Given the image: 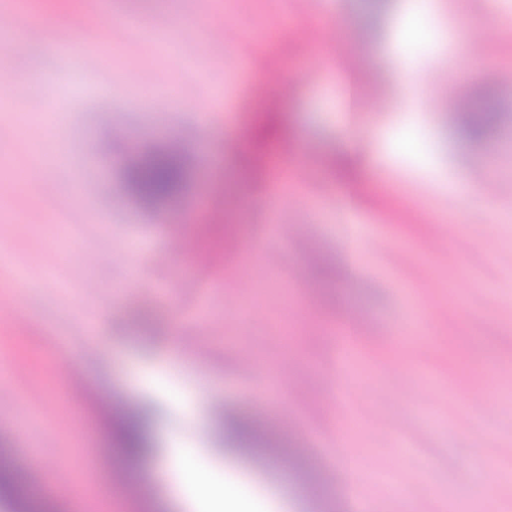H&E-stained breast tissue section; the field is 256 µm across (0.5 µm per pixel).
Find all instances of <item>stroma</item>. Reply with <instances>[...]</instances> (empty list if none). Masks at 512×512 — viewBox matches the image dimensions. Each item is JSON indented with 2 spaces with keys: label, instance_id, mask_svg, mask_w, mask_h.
<instances>
[{
  "label": "stroma",
  "instance_id": "35a3bbf8",
  "mask_svg": "<svg viewBox=\"0 0 512 512\" xmlns=\"http://www.w3.org/2000/svg\"><path fill=\"white\" fill-rule=\"evenodd\" d=\"M437 2L440 20H426L414 41L405 31L415 0H393L359 57L363 0H319L336 37L303 57L288 27L309 17L306 0H24L34 26L21 35L25 50L0 48V102L33 116L21 128L0 112V287L18 286L15 302L30 316L14 346L30 371L18 379L0 368V385L20 392L0 401V449L20 444L51 466L96 449L94 464L52 497L54 512H188L167 484L173 446L194 449L256 512H413L418 502L428 512H512V401L498 394L512 388V208L498 219L483 203L448 210V192L462 182L491 178L512 197V107L495 141L470 142L458 134L447 84L434 86L414 121L400 80L411 65L469 70L466 41L512 25V0ZM83 6L109 15L107 32L51 20ZM127 12L186 39L216 20L224 44L201 43L188 60L153 52L125 28ZM244 35L276 43L272 62L293 80L279 107L281 135L300 146L312 173L274 200L246 163L257 107L255 74L239 54ZM356 66L372 76L373 111L349 109ZM157 95L169 100L159 114L147 108ZM167 141L184 150L188 179L178 198L148 208L127 191L125 168ZM32 168L43 179L21 180ZM226 192L248 197V208L210 216L205 233L193 232L202 201ZM429 220L453 223L468 240L465 255L452 239L431 240ZM356 223L376 243L360 262L349 254ZM287 224L310 230L287 239ZM229 229L252 239L258 255L279 254L274 278H258L247 308L227 262ZM173 238L180 252L157 262ZM406 245L415 252L408 262L398 256ZM205 250L222 262L197 266ZM114 251L126 262H105ZM465 274L471 283L461 292ZM425 296L434 310L419 324ZM356 312L367 326L343 379L329 338ZM175 331L194 337L198 352L182 354ZM291 367L293 390L278 380ZM75 374L108 409L150 412V455L115 447L110 417L73 394ZM465 382L488 412H465ZM187 393L202 426L183 417ZM241 415L274 429L273 446L294 448L292 461L239 452L225 422ZM118 467L141 490L135 506L124 507L113 484Z\"/></svg>",
  "mask_w": 512,
  "mask_h": 512
}]
</instances>
